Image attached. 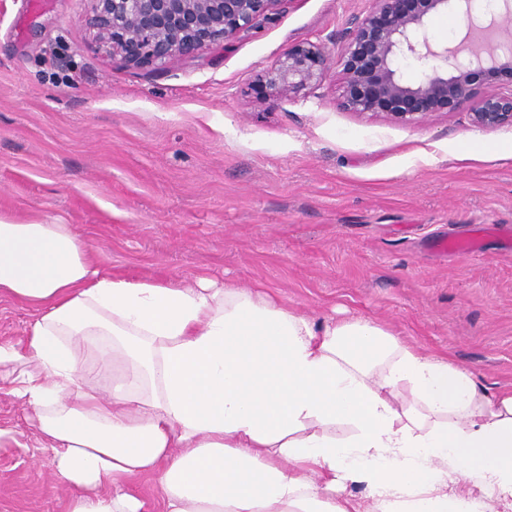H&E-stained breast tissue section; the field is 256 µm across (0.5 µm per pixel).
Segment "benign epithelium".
<instances>
[{
	"instance_id": "benign-epithelium-1",
	"label": "benign epithelium",
	"mask_w": 512,
	"mask_h": 512,
	"mask_svg": "<svg viewBox=\"0 0 512 512\" xmlns=\"http://www.w3.org/2000/svg\"><path fill=\"white\" fill-rule=\"evenodd\" d=\"M90 24L102 49L124 64L165 69L223 47L271 19L286 0H91ZM370 10L335 48L303 39L263 70L257 83L274 103L322 85L338 68L339 105L359 115L418 124L434 112L468 110L482 129L512 126V89L497 86L512 76V0H371ZM448 12L488 30V44L438 50L426 37L431 18ZM421 68L418 80L401 63Z\"/></svg>"
}]
</instances>
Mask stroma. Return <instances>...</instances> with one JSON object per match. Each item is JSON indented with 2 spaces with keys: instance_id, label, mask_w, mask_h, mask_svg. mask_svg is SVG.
I'll use <instances>...</instances> for the list:
<instances>
[{
  "instance_id": "1",
  "label": "stroma",
  "mask_w": 512,
  "mask_h": 512,
  "mask_svg": "<svg viewBox=\"0 0 512 512\" xmlns=\"http://www.w3.org/2000/svg\"><path fill=\"white\" fill-rule=\"evenodd\" d=\"M89 0H0V214L72 225L101 273L260 287L316 319L374 320L512 389V249L432 241L512 226V126L341 110L336 74L271 104L256 76L341 38L370 0H285L163 70L98 49ZM0 446V512H63L50 451Z\"/></svg>"
}]
</instances>
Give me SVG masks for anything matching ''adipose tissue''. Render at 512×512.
<instances>
[{
    "label": "adipose tissue",
    "instance_id": "ef3b65f1",
    "mask_svg": "<svg viewBox=\"0 0 512 512\" xmlns=\"http://www.w3.org/2000/svg\"><path fill=\"white\" fill-rule=\"evenodd\" d=\"M2 295L36 311L22 345L0 343V381L64 512H147L128 488L146 473L160 512H512V392L374 321L117 278L71 225L0 215Z\"/></svg>",
    "mask_w": 512,
    "mask_h": 512
}]
</instances>
